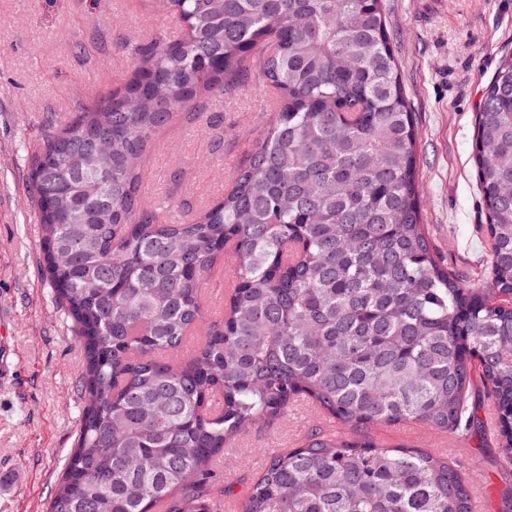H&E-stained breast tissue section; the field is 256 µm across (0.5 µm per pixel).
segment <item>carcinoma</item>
I'll return each mask as SVG.
<instances>
[{
  "mask_svg": "<svg viewBox=\"0 0 512 512\" xmlns=\"http://www.w3.org/2000/svg\"><path fill=\"white\" fill-rule=\"evenodd\" d=\"M187 36L135 47L133 78L32 159L42 271L83 352L82 416L49 512H222L208 479L298 401L354 432L490 434L512 465V57L477 112L487 288L437 260L418 130L380 0H161ZM254 68L274 117L198 213L146 204L152 133ZM230 259L231 290L203 292ZM202 338L184 351L188 336ZM480 381L491 420L468 405ZM241 512H472L448 458L316 430L270 454Z\"/></svg>",
  "mask_w": 512,
  "mask_h": 512,
  "instance_id": "carcinoma-1",
  "label": "carcinoma"
}]
</instances>
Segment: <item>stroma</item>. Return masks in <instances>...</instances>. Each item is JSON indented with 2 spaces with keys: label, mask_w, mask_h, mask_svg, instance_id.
Returning a JSON list of instances; mask_svg holds the SVG:
<instances>
[{
  "label": "stroma",
  "mask_w": 512,
  "mask_h": 512,
  "mask_svg": "<svg viewBox=\"0 0 512 512\" xmlns=\"http://www.w3.org/2000/svg\"><path fill=\"white\" fill-rule=\"evenodd\" d=\"M419 131V184L429 241L449 272L488 285L484 210L472 160L482 90L512 55V0H382ZM185 30L153 0H0V512H47L78 432L83 354L40 271L41 227L30 170L46 119L57 125L130 78L129 51ZM272 101L262 83L210 93L151 136L142 196L201 211L220 197L264 134ZM322 420L305 401L270 426L245 432L215 471L240 497L268 454L300 445ZM377 445L436 452L433 431L412 423L373 429ZM449 463L483 489L488 512H512V487L493 441L446 436Z\"/></svg>",
  "instance_id": "1"
}]
</instances>
